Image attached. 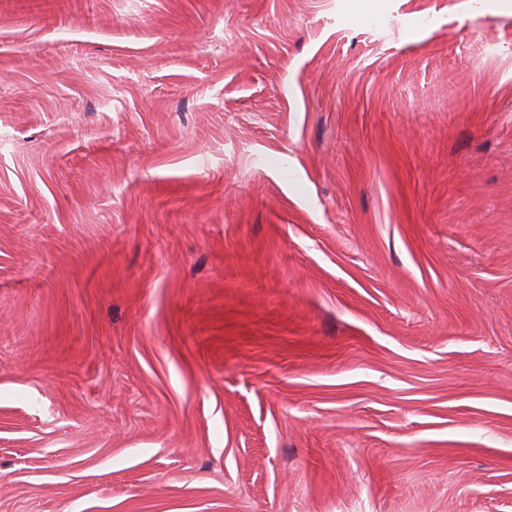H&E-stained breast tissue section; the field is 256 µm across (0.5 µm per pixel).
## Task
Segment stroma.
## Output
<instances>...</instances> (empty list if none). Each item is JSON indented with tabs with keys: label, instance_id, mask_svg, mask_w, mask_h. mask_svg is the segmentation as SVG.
Listing matches in <instances>:
<instances>
[{
	"label": "stroma",
	"instance_id": "stroma-1",
	"mask_svg": "<svg viewBox=\"0 0 512 512\" xmlns=\"http://www.w3.org/2000/svg\"><path fill=\"white\" fill-rule=\"evenodd\" d=\"M0 512H512V0H0Z\"/></svg>",
	"mask_w": 512,
	"mask_h": 512
}]
</instances>
